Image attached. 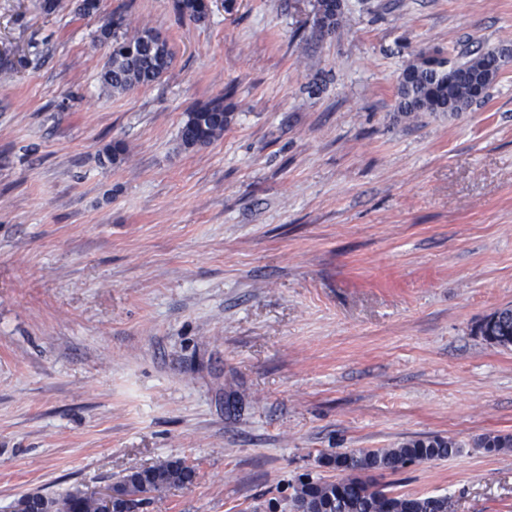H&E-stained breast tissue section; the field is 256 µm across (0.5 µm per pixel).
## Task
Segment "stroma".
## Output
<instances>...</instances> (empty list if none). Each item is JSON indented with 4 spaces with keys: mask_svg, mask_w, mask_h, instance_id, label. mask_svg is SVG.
I'll return each instance as SVG.
<instances>
[{
    "mask_svg": "<svg viewBox=\"0 0 512 512\" xmlns=\"http://www.w3.org/2000/svg\"><path fill=\"white\" fill-rule=\"evenodd\" d=\"M0 0V512L172 460L137 512H288L323 458L418 439L458 454L386 474L454 512H512V61L448 115L398 110L404 68L512 48V0ZM175 52L101 92L110 17ZM223 95L221 138L187 112ZM123 159L108 163L114 142ZM336 1H338L337 4L339 5V8L342 9L343 2H344L343 0L317 1V2H322L323 4H325V10H324L323 17H322V23H323L324 28L318 22V20L315 24V29L321 37H329V36H332V34L336 35V33L339 32V30L341 28V17H342L343 13L341 12L340 14H336V3H335ZM326 28L332 34L327 32ZM226 124L227 113L221 95L187 113L179 133L181 143L186 148L207 145L224 134ZM493 317L492 324L487 320ZM483 338L494 345L508 348L512 346V308L505 307L494 312L477 327Z\"/></svg>",
    "mask_w": 512,
    "mask_h": 512,
    "instance_id": "stroma-1",
    "label": "stroma"
}]
</instances>
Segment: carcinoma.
Segmentation results:
<instances>
[{"label": "carcinoma", "mask_w": 512, "mask_h": 512, "mask_svg": "<svg viewBox=\"0 0 512 512\" xmlns=\"http://www.w3.org/2000/svg\"><path fill=\"white\" fill-rule=\"evenodd\" d=\"M325 10L323 27L335 34L341 28V15L336 13V0H322ZM182 17L200 21L207 15L205 0H176ZM110 45L108 59L100 72L101 91L107 95L128 93L158 81L171 67L174 51L167 39L155 29L144 26L128 31L120 17L100 28L92 46ZM504 66L502 57L493 52L480 54L448 74L444 62L430 59L410 64L404 69L406 83L398 88V108L402 112H461L473 101L471 85L482 75L496 74ZM227 113L224 96L187 113L180 129L184 147L207 145L224 134ZM493 322L482 321L477 330L494 345L512 346V308L505 307L492 314ZM479 446L487 452L512 448V437L489 435ZM459 451L451 439L415 440L398 448L360 449L337 453L327 464L342 469L340 481L301 480L290 498L291 512H406L407 503L413 512H453L454 503L446 495L425 496L400 494L383 484L374 474L396 473L408 466L428 460L449 458ZM195 466L183 460L133 471L113 484L114 489L130 502L147 503L156 494L173 487L193 484ZM23 500L38 512H97L93 495L77 490L63 497L50 498L39 494Z\"/></svg>", "instance_id": "carcinoma-1"}]
</instances>
